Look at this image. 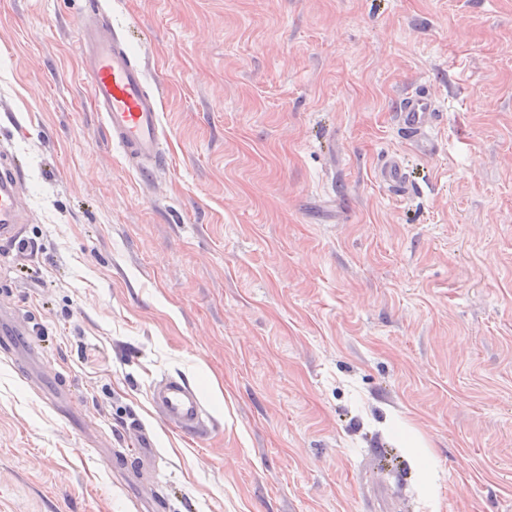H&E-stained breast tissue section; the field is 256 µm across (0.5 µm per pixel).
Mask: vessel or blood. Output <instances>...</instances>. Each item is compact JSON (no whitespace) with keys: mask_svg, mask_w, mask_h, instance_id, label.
<instances>
[{"mask_svg":"<svg viewBox=\"0 0 512 512\" xmlns=\"http://www.w3.org/2000/svg\"><path fill=\"white\" fill-rule=\"evenodd\" d=\"M80 66L88 78L94 108L113 146L123 154L141 180L166 165L165 130L161 100L147 85L144 68L129 49L127 40L113 30L96 0H84L79 26ZM437 112L430 94L415 87L397 106V133L415 150H435L432 132ZM376 181L399 198L414 189L401 156L385 155L375 170ZM26 185L21 168L8 162L0 168V248L21 242L28 221ZM151 401L161 418L186 435L208 428L210 418L196 388L180 378H164L151 389Z\"/></svg>","mask_w":512,"mask_h":512,"instance_id":"1","label":"vessel or blood"}]
</instances>
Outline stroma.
<instances>
[{"mask_svg": "<svg viewBox=\"0 0 512 512\" xmlns=\"http://www.w3.org/2000/svg\"><path fill=\"white\" fill-rule=\"evenodd\" d=\"M102 3L164 83L148 188L92 105L83 0H0L32 217L0 267L32 336L0 349V512H512V0ZM413 85L429 157L395 128ZM165 377L202 436L157 417ZM143 431L156 474L116 482ZM376 181L399 198H407L414 186L407 176V168L401 156L386 154L375 170ZM151 401L161 418L186 435L208 429L210 418L196 388L181 378H163L151 389Z\"/></svg>", "mask_w": 512, "mask_h": 512, "instance_id": "1", "label": "stroma"}]
</instances>
